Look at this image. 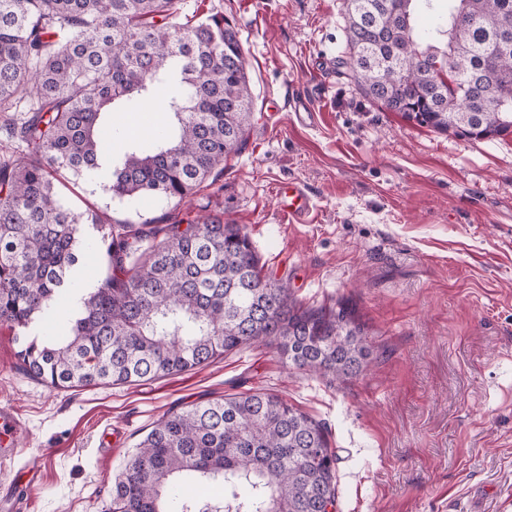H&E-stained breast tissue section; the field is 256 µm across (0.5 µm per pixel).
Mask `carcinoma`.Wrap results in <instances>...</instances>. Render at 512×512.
<instances>
[{
    "instance_id": "cac0c4a2",
    "label": "carcinoma",
    "mask_w": 512,
    "mask_h": 512,
    "mask_svg": "<svg viewBox=\"0 0 512 512\" xmlns=\"http://www.w3.org/2000/svg\"><path fill=\"white\" fill-rule=\"evenodd\" d=\"M344 0L338 65L360 93L436 132L512 134V0ZM176 0H0V116L17 154L0 161V325L38 338L18 352L51 387L182 374L243 345L289 368L349 379L372 350L355 309L304 308L261 274L246 233L210 215L125 224L92 247L107 275L78 287V213L55 181L106 176L111 198L191 197L246 143L253 97L239 32L221 12L174 21ZM465 21L455 23V15ZM450 66L448 83L436 64ZM150 107L176 124L146 138L107 121ZM336 452L324 428L255 391L172 409L112 484V512H329ZM220 483L221 498L187 494Z\"/></svg>"
}]
</instances>
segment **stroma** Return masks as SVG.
<instances>
[{"instance_id": "obj_1", "label": "stroma", "mask_w": 512, "mask_h": 512, "mask_svg": "<svg viewBox=\"0 0 512 512\" xmlns=\"http://www.w3.org/2000/svg\"><path fill=\"white\" fill-rule=\"evenodd\" d=\"M179 7L238 29L254 97L246 143L181 203L134 206L66 177L69 203L105 216L81 237L221 215L298 302L353 303L372 366L340 382L255 344L179 375L57 390L26 374L0 327V405L22 422L0 496L34 473L17 512H109L115 478L167 411L264 390L327 429L336 512H512V135L456 138L364 98L337 65L344 0ZM298 103L312 123L296 121ZM292 182L313 205L304 224L276 202Z\"/></svg>"}]
</instances>
